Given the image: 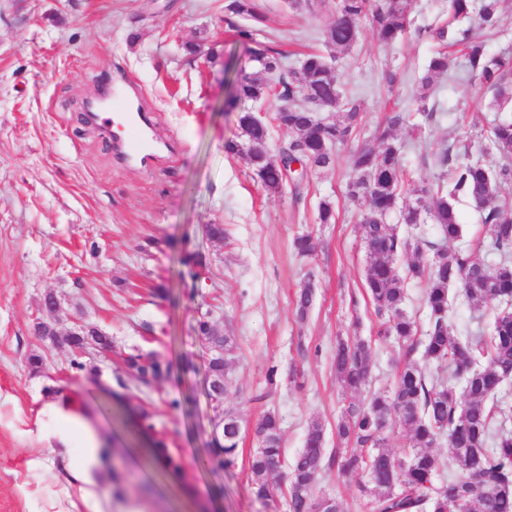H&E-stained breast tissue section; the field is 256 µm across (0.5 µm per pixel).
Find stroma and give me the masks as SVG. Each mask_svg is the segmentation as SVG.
Instances as JSON below:
<instances>
[{
    "instance_id": "35a3bbf8",
    "label": "stroma",
    "mask_w": 512,
    "mask_h": 512,
    "mask_svg": "<svg viewBox=\"0 0 512 512\" xmlns=\"http://www.w3.org/2000/svg\"><path fill=\"white\" fill-rule=\"evenodd\" d=\"M227 2L0 0V512H86L70 483L80 432L67 445L59 437L72 415L110 451L87 487L100 512H287L286 501L273 511L254 493L248 460L262 415H278L285 459L299 453L314 420L335 448L350 399L332 368L340 337L370 343V392L394 384L402 349L377 336L361 207L344 194L349 159L387 112H406L396 135L403 197L414 202L437 175L430 154L448 149L460 161L464 143L481 139L495 117L493 94L470 76L463 52H450L435 116L421 122L414 99L435 46L416 30L444 21L448 0H412L415 31L391 44L367 32L338 55L340 88L363 101L364 130L337 147L334 167L305 173L300 197H268L245 161L224 152L239 111L273 110L225 104L230 85L257 70L249 42L227 23ZM262 3L259 39L289 52L290 67L298 53L322 48L330 12ZM188 42L215 48L216 58L189 55ZM127 81L164 141L151 167L117 158L119 132L101 135L99 112L87 109ZM324 197L335 223L317 221ZM211 224L224 225L227 240L211 239ZM306 233L319 249L301 257L292 242ZM308 283L314 298L302 320L293 301ZM449 293L460 332L490 331L498 300L474 307L458 288ZM49 294L58 301L52 314L41 309ZM204 318L237 344L220 403L208 395ZM42 320L57 341L37 333ZM81 326L104 333L112 350L79 369L64 336ZM133 346L165 355L171 376L144 386L120 359ZM228 408L241 425L236 462L200 465L223 436ZM144 410L153 430L140 425ZM156 440L180 462L178 474L147 454ZM322 469L317 492L340 499L345 512H372L359 476L327 459Z\"/></svg>"
}]
</instances>
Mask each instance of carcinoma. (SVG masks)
I'll use <instances>...</instances> for the list:
<instances>
[{
  "instance_id": "carcinoma-1",
  "label": "carcinoma",
  "mask_w": 512,
  "mask_h": 512,
  "mask_svg": "<svg viewBox=\"0 0 512 512\" xmlns=\"http://www.w3.org/2000/svg\"><path fill=\"white\" fill-rule=\"evenodd\" d=\"M333 21L323 30L326 53H308L300 65V78L282 69L286 55L265 44L253 48L259 70L238 81L236 93L263 101L271 93L288 98V106L271 113L269 120L242 112L238 117L239 139L225 143L229 155L244 156L251 178L270 195L281 194L288 186V165L299 162L314 170L328 169L336 162L335 148L357 136L363 102L344 95L334 74L336 50H348L362 36L361 23L369 22L374 34L391 43L410 27V0H332ZM500 0H448V21L437 27L420 28L438 44L420 80L417 108L424 119L432 118L428 106L434 79L448 72L446 46L465 50L469 73L494 91V106L505 110L512 100V54L490 55L479 40L480 32H495L502 25ZM225 11L248 25L238 29L241 38L251 42L260 31L265 14L256 0H229ZM336 113V119L322 121L312 111L314 102ZM406 121L402 112L389 113L373 133V143L357 150L351 159L346 196L364 201L360 216L361 236L369 263L365 288L374 313L382 319L378 334L394 337L403 350L404 363L393 388L385 393L355 400L345 407L336 424V436L344 444L332 455L348 474L368 476L363 492L374 498L376 512H512V406L501 391L512 377V306L497 312L489 335L461 336L448 321L449 288H460L470 303L487 299L512 298V206L499 201L501 185L512 182V114L494 120L487 133L485 149L506 159L492 168L479 159L455 161L448 151L435 155L439 170L436 181L406 205L402 198L403 174L401 144L394 131ZM292 134L288 145L269 152L267 141L272 126ZM465 197L476 204L481 221L491 227L490 240L474 248L459 249L453 242L461 236V224L453 201ZM400 212L401 223L419 222L426 213L437 224L442 244L414 239L387 223L389 215ZM414 253L426 261H414L401 273L395 266L398 256ZM493 255L496 261L487 262ZM425 282V303L429 325L423 338L417 337L415 322L403 308L406 284ZM313 298L311 284L295 297V309L305 318ZM199 332L213 346L224 350V361L209 366L213 397L224 400L228 391L229 356L236 348L233 337L224 335L207 320ZM107 345L105 338L91 332L74 336L71 347L84 354L88 342ZM421 354L423 362L415 359ZM124 361L139 373L149 387L166 378L170 362L155 351L132 348ZM435 366L427 372L426 366ZM336 377L355 395H360L372 372L370 344L340 340L333 357ZM462 385L457 393L456 385ZM392 417L407 430L406 460L395 458L385 449L383 430ZM260 447L250 458L256 496L276 503L277 492L286 491L288 512H344L335 497L318 495L316 485L322 476L326 454L325 430L315 421L307 428L303 448L290 462L283 454L277 416L269 412L258 426ZM241 437L238 416L224 413V445L219 453L224 464L235 463ZM448 445L457 474L448 482L437 483L440 460L428 449ZM370 448L365 456L348 451V446ZM287 465L285 482H279L272 464Z\"/></svg>"
}]
</instances>
